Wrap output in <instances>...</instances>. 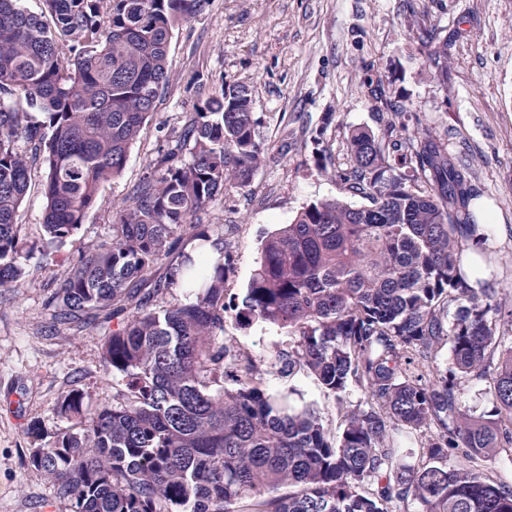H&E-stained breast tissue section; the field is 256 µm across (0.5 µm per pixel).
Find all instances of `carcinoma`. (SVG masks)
Listing matches in <instances>:
<instances>
[{
  "instance_id": "cac0c4a2",
  "label": "carcinoma",
  "mask_w": 512,
  "mask_h": 512,
  "mask_svg": "<svg viewBox=\"0 0 512 512\" xmlns=\"http://www.w3.org/2000/svg\"><path fill=\"white\" fill-rule=\"evenodd\" d=\"M45 0L52 23L0 0V288L24 275L17 212L30 186L21 138L43 154L44 228L62 243L84 223L102 184L124 169L169 80L176 24L202 0ZM70 43L73 56H61ZM246 84L224 86L196 110L157 180L135 190L112 242L79 257L55 297L58 317L112 310L106 368L125 380L123 404L87 411L69 392L58 414L77 432L27 434L31 467L49 476L70 512H512V486L473 462L512 444L491 418L461 410L471 374L492 371L494 413L512 420V305L474 288L463 251L485 238L471 223L468 170L427 133L386 154L352 134L349 189L369 204L313 202L268 236L242 295L224 302L228 245L209 265L181 254L184 300L147 307L137 284L173 251L178 230L228 185L247 186L263 158ZM413 166L412 178L395 172ZM190 225V224H188ZM192 238L209 240L199 224ZM456 305L452 321L450 305ZM241 328L274 327L288 344L279 373L303 370L325 392L355 385L371 399L348 411L340 439L296 394L275 396L257 359L219 342L224 313ZM448 343L451 366L432 353ZM500 352L496 365L491 357ZM437 431L407 462L394 431Z\"/></svg>"
}]
</instances>
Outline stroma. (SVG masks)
<instances>
[{"mask_svg":"<svg viewBox=\"0 0 512 512\" xmlns=\"http://www.w3.org/2000/svg\"><path fill=\"white\" fill-rule=\"evenodd\" d=\"M432 35L448 42L444 78L428 58ZM168 65L169 82L122 174L101 186L82 226L63 243L45 232L44 166L32 167L17 228L26 273L18 287L0 288V512H69L28 467L34 440L26 429L37 421L51 433L79 430V419L57 414L59 402L79 389L90 409L109 408L119 405L124 385L102 361L111 314L63 324L53 296L81 254L111 242L117 211L144 178L161 176V157L188 158L180 134L222 85L250 86L265 149L249 186L227 187L193 218L211 239L232 244L226 299L246 288L263 237L304 206L332 198L363 205L343 181L358 129L387 148L404 135L429 133L469 165L475 203L489 207L496 222L484 243L493 257L487 281L512 298V0H203L176 29ZM397 110L406 114L403 134L387 131ZM224 337L254 357L286 340L230 320ZM267 385L274 394L301 391L333 438L345 412L368 401L354 386L335 398L304 371L288 378L270 372Z\"/></svg>","mask_w":512,"mask_h":512,"instance_id":"1","label":"stroma"}]
</instances>
